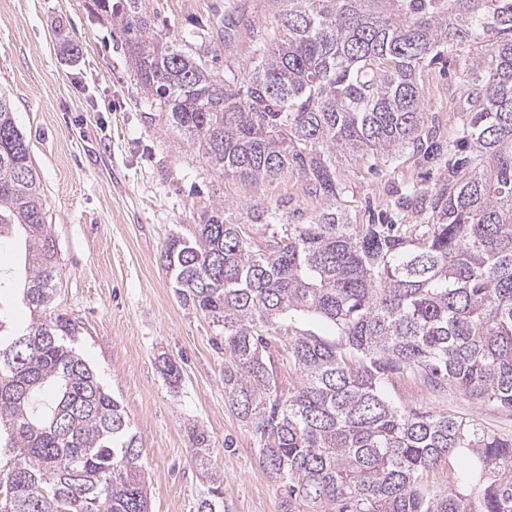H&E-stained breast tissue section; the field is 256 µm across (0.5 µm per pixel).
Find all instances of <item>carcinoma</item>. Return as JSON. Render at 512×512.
<instances>
[{"label":"carcinoma","mask_w":512,"mask_h":512,"mask_svg":"<svg viewBox=\"0 0 512 512\" xmlns=\"http://www.w3.org/2000/svg\"><path fill=\"white\" fill-rule=\"evenodd\" d=\"M253 61L216 74L152 34L142 0H95L125 35L155 111L212 169L247 181L288 172L337 197L336 155L448 156L435 192L412 185L389 216L335 212L260 240L255 204L198 217L199 236L161 253L179 302L224 339V399L259 441L281 512H512V437L396 406L394 377L512 411V0H274ZM461 65L468 120L451 139L428 126L420 73L471 44ZM429 214L424 224L394 215ZM21 236L20 302L0 315V512H149L143 447L119 398L77 351L58 303L59 255L26 135L0 92V239ZM331 328L334 337L304 329ZM203 489L224 512L212 441L188 425ZM449 464L470 486L433 494Z\"/></svg>","instance_id":"1"}]
</instances>
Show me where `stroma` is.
I'll use <instances>...</instances> for the list:
<instances>
[{
    "mask_svg": "<svg viewBox=\"0 0 512 512\" xmlns=\"http://www.w3.org/2000/svg\"><path fill=\"white\" fill-rule=\"evenodd\" d=\"M143 7L155 32L217 72L249 63L254 33L271 27L276 12L271 0H143ZM238 14L245 23L223 47L212 34ZM64 39L78 44L77 55L60 53ZM481 51L461 49L446 66L422 72L429 117L444 135L467 117L460 62ZM0 88L14 101L59 243L60 307L81 322L82 353L119 395L144 446L151 512H196L202 484L191 462L190 422L213 439L229 512H280L279 485L257 464L258 440L224 400L217 329L180 305L160 255L173 235L194 236L199 214L219 203L258 204L292 224L324 211L365 224L406 186H437L439 170L409 148L391 162L340 154L336 198L310 194L291 173L257 182L224 176L154 111L120 28L100 17L93 0H0ZM162 354L180 368L178 388L159 369ZM386 394L405 407L512 434V416L457 391L436 396L397 379Z\"/></svg>",
    "mask_w": 512,
    "mask_h": 512,
    "instance_id": "1",
    "label": "stroma"
}]
</instances>
